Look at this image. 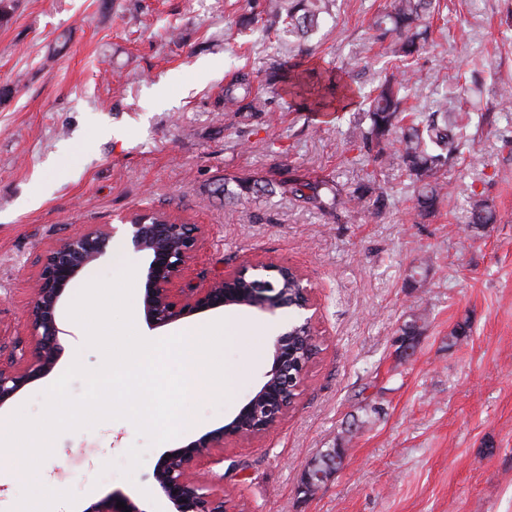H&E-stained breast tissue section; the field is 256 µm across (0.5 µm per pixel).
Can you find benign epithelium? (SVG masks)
I'll return each mask as SVG.
<instances>
[{
    "label": "benign epithelium",
    "mask_w": 512,
    "mask_h": 512,
    "mask_svg": "<svg viewBox=\"0 0 512 512\" xmlns=\"http://www.w3.org/2000/svg\"><path fill=\"white\" fill-rule=\"evenodd\" d=\"M123 238L127 247L148 258L144 269L145 288L142 298L145 322L154 330L192 315L224 307H245L274 315L288 307L282 289L263 281L249 289V297L239 298L236 289L225 284L263 270L279 274L290 269L285 264L247 262L215 278L191 285L183 283L186 270L195 258L204 228L183 220L165 217L154 224L142 220L133 223L122 217ZM118 227L91 224L84 231L61 239L42 256L34 280L32 296L26 310L29 340L14 346L7 359L0 361V408L12 402L34 379L50 372L64 352L57 312L71 281L82 271L112 255L113 239ZM305 297L306 330L311 349L318 340L314 330L317 303L310 284L301 288ZM312 359L288 370V325H283L272 345L271 369L255 396L249 399L233 420L185 446L166 453L153 472V492L167 506L166 512H236L224 482L208 478L205 466L224 452L226 441L253 442L261 439L288 416ZM125 508L117 507V502ZM147 512L140 500L126 495L101 499L84 512Z\"/></svg>",
    "instance_id": "benign-epithelium-1"
}]
</instances>
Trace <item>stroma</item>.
Returning a JSON list of instances; mask_svg holds the SVG:
<instances>
[{
    "mask_svg": "<svg viewBox=\"0 0 512 512\" xmlns=\"http://www.w3.org/2000/svg\"><path fill=\"white\" fill-rule=\"evenodd\" d=\"M388 0H338L307 43L309 65L356 64L371 89L386 61L371 24ZM265 0H15L0 24V353L26 340V304L40 259L89 224L136 211L168 212L204 227L188 273L199 282L243 260L298 267L315 290L319 352L281 425L229 442L211 470L239 512H512V0H441L432 45L417 62L407 105L428 111L464 92L483 160L459 161L451 194L424 219L396 168H376L393 191L382 212L320 211L282 194L284 181L354 188L367 166L351 147L355 108L312 112L266 77L292 58L288 39L258 22ZM251 73L260 112H228L224 86ZM478 73V82L465 76ZM260 176L272 194L226 201L228 177ZM484 194L497 220L464 236L465 200ZM427 262L425 282L410 274ZM119 271L103 259L68 287L62 327L90 281ZM425 322L411 356L393 341L410 314ZM232 319L223 351L229 397H192L189 428L150 444L124 420L60 435L41 468L49 488L73 491L83 512L111 495L150 497L161 455L228 424L270 367L275 325L235 308L154 331ZM467 323L464 338L448 335ZM344 448L341 465L303 494L309 463Z\"/></svg>",
    "mask_w": 512,
    "mask_h": 512,
    "instance_id": "obj_1",
    "label": "stroma"
}]
</instances>
